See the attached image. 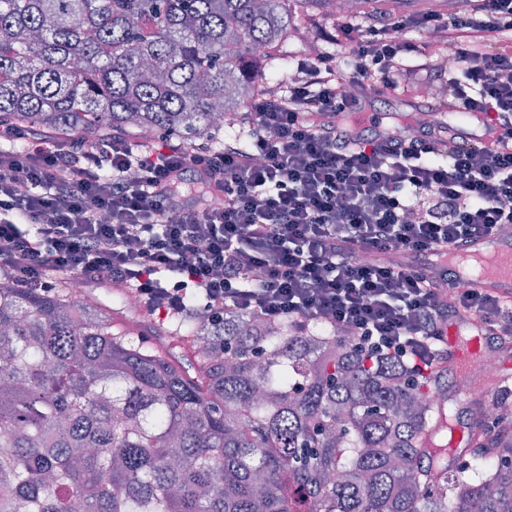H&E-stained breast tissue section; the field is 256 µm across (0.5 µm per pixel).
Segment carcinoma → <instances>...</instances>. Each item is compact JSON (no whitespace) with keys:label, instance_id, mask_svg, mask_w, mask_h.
Returning <instances> with one entry per match:
<instances>
[{"label":"carcinoma","instance_id":"cac0c4a2","mask_svg":"<svg viewBox=\"0 0 512 512\" xmlns=\"http://www.w3.org/2000/svg\"><path fill=\"white\" fill-rule=\"evenodd\" d=\"M310 6L328 0H0V127L216 147L239 130L215 111L278 83ZM174 327L188 367L65 280L0 275V512H512V415L450 468L444 365L333 326Z\"/></svg>","mask_w":512,"mask_h":512}]
</instances>
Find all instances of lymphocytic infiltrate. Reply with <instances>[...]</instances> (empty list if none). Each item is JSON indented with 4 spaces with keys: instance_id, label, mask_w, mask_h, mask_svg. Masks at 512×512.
Here are the masks:
<instances>
[{
    "instance_id": "f902f5d3",
    "label": "lymphocytic infiltrate",
    "mask_w": 512,
    "mask_h": 512,
    "mask_svg": "<svg viewBox=\"0 0 512 512\" xmlns=\"http://www.w3.org/2000/svg\"><path fill=\"white\" fill-rule=\"evenodd\" d=\"M412 31L434 34L449 64ZM320 38L348 72L304 57L218 149L0 129V274L118 282L165 319L327 323L422 368L447 359L443 329L457 320L512 346V297L459 287L438 264L512 227V0L340 17ZM419 74L447 88L449 107L488 114L496 146L451 125L402 138V112L383 131L354 126L364 102Z\"/></svg>"
}]
</instances>
